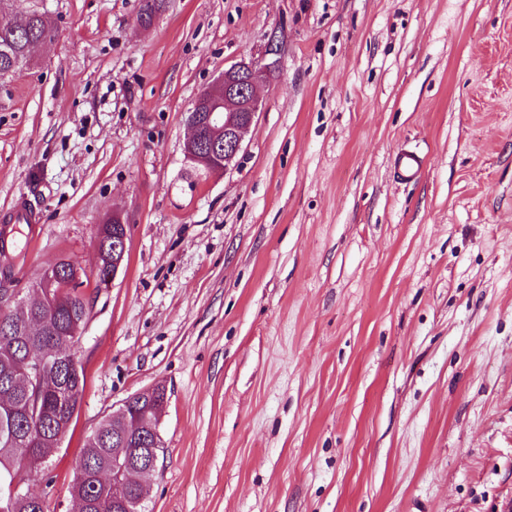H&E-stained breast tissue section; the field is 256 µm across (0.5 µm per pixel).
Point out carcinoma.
Masks as SVG:
<instances>
[{"instance_id": "obj_1", "label": "carcinoma", "mask_w": 512, "mask_h": 512, "mask_svg": "<svg viewBox=\"0 0 512 512\" xmlns=\"http://www.w3.org/2000/svg\"><path fill=\"white\" fill-rule=\"evenodd\" d=\"M159 0H142L138 21L151 25ZM56 31L42 14L26 15L21 27L0 21V77L33 59L35 48L52 40ZM9 289L0 288V512H48L45 498L37 507L11 495L10 485L21 483L28 492L32 478L43 472L33 464L36 452L53 448L67 435L81 406L86 373L76 347L88 321L90 307L77 288L52 287L51 298L40 306L30 302L5 304ZM40 360L37 385L24 386L29 366ZM127 411L138 416L139 434L123 441V416L105 418L85 437L69 494L87 512H146L140 499L145 489L135 476L136 463L164 454L160 432L162 410L132 394Z\"/></svg>"}]
</instances>
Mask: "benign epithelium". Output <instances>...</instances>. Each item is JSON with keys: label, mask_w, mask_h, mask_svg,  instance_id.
<instances>
[{"label": "benign epithelium", "mask_w": 512, "mask_h": 512, "mask_svg": "<svg viewBox=\"0 0 512 512\" xmlns=\"http://www.w3.org/2000/svg\"><path fill=\"white\" fill-rule=\"evenodd\" d=\"M280 46L276 39L269 40L263 55L241 60L230 67L209 88L224 90V100L215 103L207 116L195 112L203 104L195 99L187 113L188 126L202 132V136L186 143V158L203 165L211 172L226 173L244 150L245 137L259 113L258 88L265 84L268 74L278 65ZM128 236L112 235V272L106 283L115 281L121 271L127 252Z\"/></svg>", "instance_id": "obj_1"}]
</instances>
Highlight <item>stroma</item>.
<instances>
[{
  "mask_svg": "<svg viewBox=\"0 0 512 512\" xmlns=\"http://www.w3.org/2000/svg\"><path fill=\"white\" fill-rule=\"evenodd\" d=\"M0 0L57 37L0 78V211L28 194L17 288L62 258L88 288L84 437L168 391L150 512H512V0ZM283 41L233 169L189 162L224 68ZM403 145L425 159L405 183ZM106 223H112L110 226L105 227V240H107L106 245V254L107 258L112 259V272L109 274L111 269L108 268L107 259L102 258L103 267L97 268V277L96 287L99 288L101 283H104V279L106 278L107 285L109 283H113L117 278L119 272L121 271L123 261L125 259V255L127 252V226L125 224L124 219L117 214H113L111 218L107 219ZM117 224L120 225L121 228L124 229V233L122 234V229L119 227V232L112 235V225ZM109 274V275H108ZM108 275V276H107Z\"/></svg>",
  "mask_w": 512,
  "mask_h": 512,
  "instance_id": "stroma-1",
  "label": "stroma"
}]
</instances>
